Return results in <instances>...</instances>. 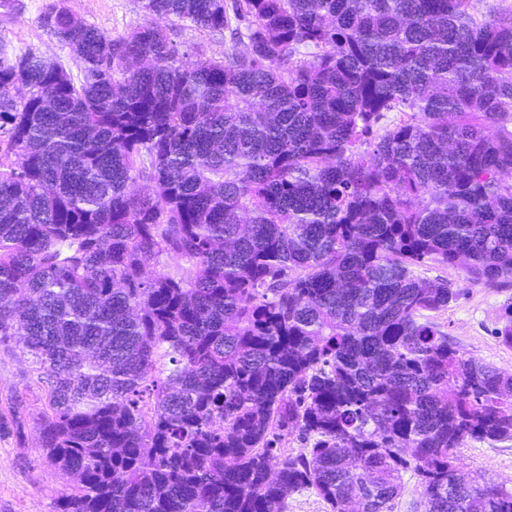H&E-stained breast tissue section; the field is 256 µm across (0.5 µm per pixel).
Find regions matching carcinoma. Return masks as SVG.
Listing matches in <instances>:
<instances>
[{
    "label": "carcinoma",
    "mask_w": 512,
    "mask_h": 512,
    "mask_svg": "<svg viewBox=\"0 0 512 512\" xmlns=\"http://www.w3.org/2000/svg\"><path fill=\"white\" fill-rule=\"evenodd\" d=\"M139 3L118 38L46 6L78 81L0 42V343L45 384L0 432L33 421L74 478L53 512H392L407 471L424 512H512L456 456L512 440V375L448 343L427 314L459 291L418 274L512 285V17ZM172 18L232 49L189 60ZM286 512H329V506L313 490H304L288 498Z\"/></svg>",
    "instance_id": "obj_1"
}]
</instances>
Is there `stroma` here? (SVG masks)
<instances>
[{"label":"stroma","instance_id":"stroma-1","mask_svg":"<svg viewBox=\"0 0 512 512\" xmlns=\"http://www.w3.org/2000/svg\"><path fill=\"white\" fill-rule=\"evenodd\" d=\"M49 0H18L17 12L0 16V41L16 49H34L46 60L62 63L72 77H80L81 64L72 52L52 39L39 18ZM74 16L112 36L129 32L141 18L138 0H67ZM173 39L189 53L222 58L230 47L223 35L196 28L187 22L170 24ZM422 277L448 280L459 295L448 309L431 313L430 319L447 334L464 355L479 359L503 374H512V348L502 344L496 331L502 325L505 304L512 302V288H489L463 281L462 267L428 265ZM23 396L30 412H38L44 396L22 346H0V414H7L15 396ZM457 454L463 473H479L494 483L512 488V441L466 440ZM41 455L40 434L27 426L24 435H0V512H51L53 502L67 484Z\"/></svg>","mask_w":512,"mask_h":512}]
</instances>
